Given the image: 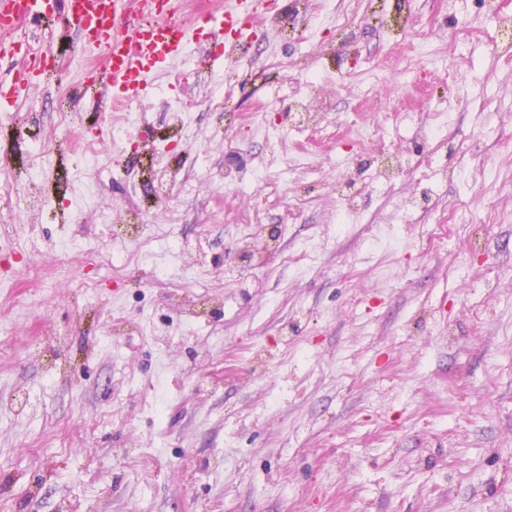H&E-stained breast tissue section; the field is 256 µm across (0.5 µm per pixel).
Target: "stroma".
<instances>
[{"label":"stroma","instance_id":"obj_1","mask_svg":"<svg viewBox=\"0 0 512 512\" xmlns=\"http://www.w3.org/2000/svg\"><path fill=\"white\" fill-rule=\"evenodd\" d=\"M490 11L512 0H309L235 60L158 78L95 198L61 146L26 187L63 214L0 199V512H512V64ZM270 56L278 82L209 109L212 73ZM305 87L323 110L300 129L280 105ZM171 96L196 103L191 150ZM59 97L0 126V184L29 135L57 137ZM383 149L416 164L389 187ZM133 211L141 235L118 234ZM248 224L277 257L247 263Z\"/></svg>","mask_w":512,"mask_h":512}]
</instances>
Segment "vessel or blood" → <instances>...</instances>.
<instances>
[{
    "label": "vessel or blood",
    "instance_id": "obj_1",
    "mask_svg": "<svg viewBox=\"0 0 512 512\" xmlns=\"http://www.w3.org/2000/svg\"><path fill=\"white\" fill-rule=\"evenodd\" d=\"M264 6L265 0H234L233 7L199 15L188 29L173 0H0V54L14 61L0 72V112L44 84L50 55L29 48L19 35L24 24L43 25L53 42L73 33L94 41L103 62L88 83L99 86L102 96L142 102L153 92L150 73L181 57L197 32L220 42L225 56L243 50L257 33L252 20Z\"/></svg>",
    "mask_w": 512,
    "mask_h": 512
}]
</instances>
